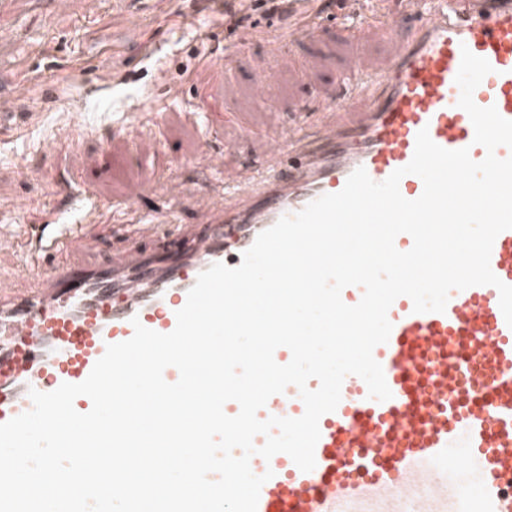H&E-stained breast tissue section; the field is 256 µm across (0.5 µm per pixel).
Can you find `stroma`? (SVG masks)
<instances>
[{"mask_svg":"<svg viewBox=\"0 0 512 512\" xmlns=\"http://www.w3.org/2000/svg\"><path fill=\"white\" fill-rule=\"evenodd\" d=\"M225 0H164L161 10H141L121 0H33L24 12L0 26V91L7 99L9 130L0 131V216L19 207L34 218L55 203L54 189L67 173H83L98 196L117 201L131 186L145 182L158 153L173 161L163 183L139 200L146 211L179 205L193 219L221 198L224 183L207 178L198 160L202 131L186 114L192 91L182 75L199 57L231 52L235 64L224 78V103L234 113L224 136L236 140L234 162L255 166L261 140L241 136L239 125L264 127L287 119L302 105H314L313 88L332 86L336 74L358 56L369 69L383 65L391 46L372 30L355 46L341 30L329 29L321 41L301 40L305 72L275 61L261 36L288 21L254 11L259 35L244 36L224 21ZM273 70L270 82L257 77ZM169 99L163 122L126 135L116 132L133 108L152 97Z\"/></svg>","mask_w":512,"mask_h":512,"instance_id":"obj_1","label":"stroma"}]
</instances>
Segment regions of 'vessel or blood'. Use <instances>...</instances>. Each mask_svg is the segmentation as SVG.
Segmentation results:
<instances>
[{"label":"vessel or blood","mask_w":512,"mask_h":512,"mask_svg":"<svg viewBox=\"0 0 512 512\" xmlns=\"http://www.w3.org/2000/svg\"><path fill=\"white\" fill-rule=\"evenodd\" d=\"M322 19L298 16L288 33L270 35L287 53L298 38L320 39ZM379 34L393 47L380 72L352 60L322 90L321 119L297 113L267 135L271 175L259 179L220 164L227 196L193 224L138 213V190L124 201L100 199L90 181L70 173L57 184L61 202L80 188L86 211L72 221L27 230V216L0 225V246L20 248L26 271L21 288L0 286V423L31 410L30 390L51 392L90 374L107 345L130 339L135 324L171 332L176 313L199 274L217 262L239 266L257 236L325 194L339 192L365 168L380 182L407 165L416 136L428 130L439 146L469 148L474 161L487 151L459 107L455 77L462 49L491 67L473 94L512 120V0H404ZM207 111L224 107V67L202 59L186 78ZM122 212L132 233L153 240L99 262L91 230ZM490 267L512 285V229L494 241ZM392 330L373 351L392 396L369 398L366 383L347 376L335 411L319 420L316 466L301 471L284 453L253 456L254 474L266 475L257 512H463L455 486L439 468L449 460L480 471L485 485L474 512H512V327L490 285L454 290L444 312L417 313L409 297L388 311ZM470 359L481 396L460 399L462 359ZM305 406L296 386L272 396L257 416L298 418Z\"/></svg>","instance_id":"1"}]
</instances>
